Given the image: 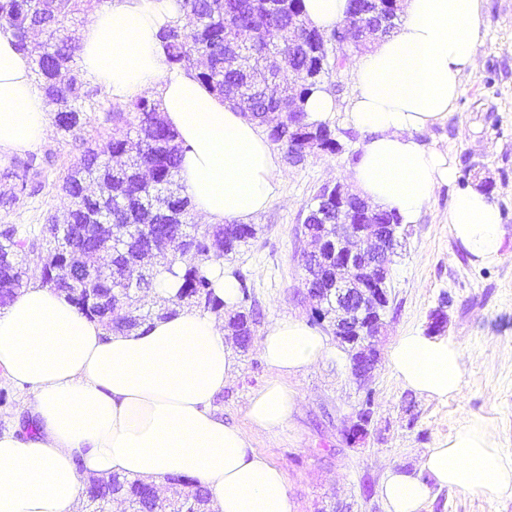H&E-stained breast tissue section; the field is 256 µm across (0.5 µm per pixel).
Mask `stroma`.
<instances>
[{"label":"stroma","mask_w":512,"mask_h":512,"mask_svg":"<svg viewBox=\"0 0 512 512\" xmlns=\"http://www.w3.org/2000/svg\"><path fill=\"white\" fill-rule=\"evenodd\" d=\"M482 21L478 66L463 78L455 112L421 135L428 146L454 156L458 176L437 190L394 259L381 345L389 351L404 332L425 330L430 313L444 308L446 335L465 351L464 391L447 401L427 398L404 387L388 361H380L367 389L374 398L371 433L364 444L352 447L343 431L365 391L353 383L346 353L289 378L299 399L297 411L282 428L251 430L250 436L258 453L284 468L294 512H331L339 502L352 512H386L380 486L387 468L420 472L428 450L471 418L493 421L502 450L512 456V0H485ZM350 64V58H343L326 82L336 105L326 123L341 152L315 153L298 165L283 163L273 201L252 219L255 238L230 262L245 277L256 302V334L279 320L310 316L300 267L306 206L323 184L349 182L366 138L346 120L356 93ZM124 109L103 89L80 129L63 135L49 127L34 150L43 166L41 187L20 206L0 210V228L41 225L49 216L67 212L71 199L61 189L64 175L87 143L101 146L125 133V124L112 121L113 113ZM469 169L491 183L490 197L503 213L504 255L490 265L472 263L446 222L452 195L472 184L465 175ZM236 356L240 371L217 405L225 422L248 428L250 398L269 372L258 344ZM422 512H512V498L436 486Z\"/></svg>","instance_id":"35a3bbf8"}]
</instances>
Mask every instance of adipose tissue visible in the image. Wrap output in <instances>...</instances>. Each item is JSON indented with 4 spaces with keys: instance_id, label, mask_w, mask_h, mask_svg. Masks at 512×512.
<instances>
[{
    "instance_id": "ef3b65f1",
    "label": "adipose tissue",
    "mask_w": 512,
    "mask_h": 512,
    "mask_svg": "<svg viewBox=\"0 0 512 512\" xmlns=\"http://www.w3.org/2000/svg\"><path fill=\"white\" fill-rule=\"evenodd\" d=\"M484 0H404L389 37L353 61L357 93L347 119L366 132L350 172L374 207L416 223L436 190L455 181V160L421 141L445 123L461 79L478 60ZM178 0H106L82 30L86 73L126 103L155 94L184 147L180 177L206 224L246 222L274 198L282 171L259 126L171 67L158 33L185 25ZM44 96L11 32L0 29V152L43 140ZM453 238L472 262L503 256L499 207L483 191H457ZM270 372L247 411L252 428L284 426L298 405L287 380L333 355L328 337L300 319L269 326L259 340ZM388 362L401 383L437 400L461 394L465 354L457 342L420 331L399 336ZM240 364L215 314L183 306L150 328L111 333L81 316L64 293L31 276L0 312V373L27 386L33 436L0 433V512H79L89 476L117 474L164 486L188 475L215 512H293L284 469L258 454L250 430L225 422L216 399ZM427 479L388 469L387 512H421L432 486L512 497V459L492 424L474 418L429 449Z\"/></svg>"
}]
</instances>
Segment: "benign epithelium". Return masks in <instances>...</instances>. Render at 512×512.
I'll return each instance as SVG.
<instances>
[{"mask_svg": "<svg viewBox=\"0 0 512 512\" xmlns=\"http://www.w3.org/2000/svg\"><path fill=\"white\" fill-rule=\"evenodd\" d=\"M371 14L365 35L357 37L353 23L339 29L332 54L338 58L352 47L361 49L369 36L391 27L399 0H368ZM277 37L258 49L242 38L224 39V69L239 74L233 88L237 98L251 102L271 93L281 94V69L287 68L302 81L308 75L290 64L285 45L297 43L293 22L276 27ZM336 207L325 206L322 223L304 224L301 233L312 249L301 253L305 296L311 316L327 324L333 336L350 355L351 375L358 388L372 377L380 360L379 336L391 300L393 257L405 234L394 224L376 222L377 211L367 203L359 210L351 202L359 198L346 185L334 184ZM371 413L365 406L355 411V419L344 430L347 442L355 445L366 439Z\"/></svg>", "mask_w": 512, "mask_h": 512, "instance_id": "obj_1", "label": "benign epithelium"}]
</instances>
